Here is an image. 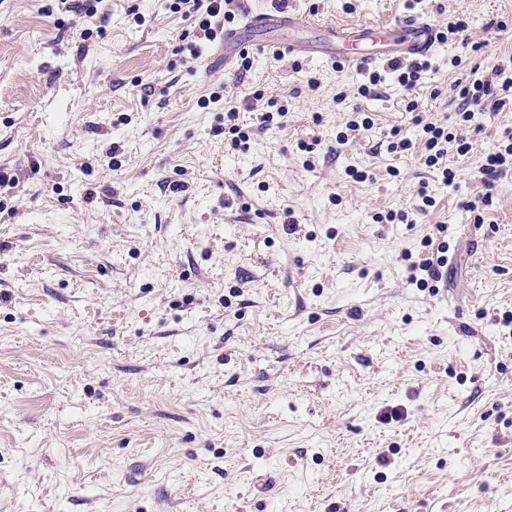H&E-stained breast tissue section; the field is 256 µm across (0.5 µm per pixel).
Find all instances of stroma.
<instances>
[{
  "instance_id": "obj_1",
  "label": "stroma",
  "mask_w": 512,
  "mask_h": 512,
  "mask_svg": "<svg viewBox=\"0 0 512 512\" xmlns=\"http://www.w3.org/2000/svg\"><path fill=\"white\" fill-rule=\"evenodd\" d=\"M75 2L0 0V512H512V177L464 207L512 105L463 128L450 186L415 123L512 58V0H288L466 18L367 98L320 62L190 58L166 0ZM440 242L450 288L411 284ZM431 68L429 60L419 62H392L383 67L382 71L385 74L392 75L398 84L406 89L414 88L421 78V74Z\"/></svg>"
}]
</instances>
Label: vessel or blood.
Instances as JSON below:
<instances>
[{
  "label": "vessel or blood",
  "mask_w": 512,
  "mask_h": 512,
  "mask_svg": "<svg viewBox=\"0 0 512 512\" xmlns=\"http://www.w3.org/2000/svg\"><path fill=\"white\" fill-rule=\"evenodd\" d=\"M314 28L321 32L318 41L294 36L297 30ZM438 46L436 27L413 16L387 23H320L305 12L267 8L248 11L237 25L225 29L218 52L228 68L240 58L263 52L276 58L320 61L338 69L362 71L383 62L427 56Z\"/></svg>",
  "instance_id": "obj_1"
}]
</instances>
